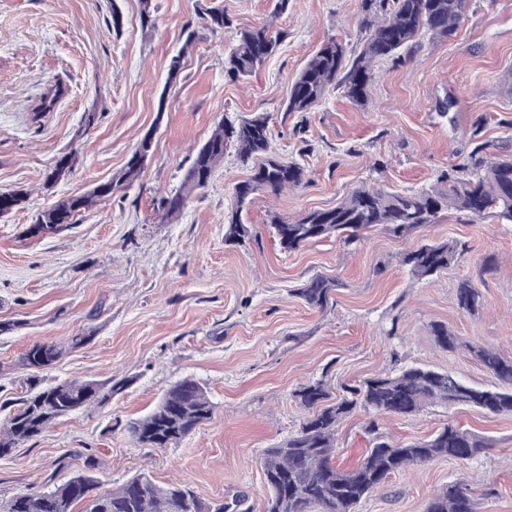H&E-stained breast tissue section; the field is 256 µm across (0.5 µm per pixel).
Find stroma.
Wrapping results in <instances>:
<instances>
[{"mask_svg": "<svg viewBox=\"0 0 512 512\" xmlns=\"http://www.w3.org/2000/svg\"><path fill=\"white\" fill-rule=\"evenodd\" d=\"M153 2L155 24L146 28L140 0H0V191L27 194L0 215V320L20 324L0 336V403L21 393L26 347L66 346L81 332L91 341L67 349L51 379L127 382L102 406L71 414L0 457V499L39 492L90 458L104 491L146 474L161 485L186 482L203 500L237 512H265L262 452L301 427L306 412L295 393L304 384L322 378L336 391L417 364L500 386L471 348L512 357V224L451 210L407 238L376 227L351 245L331 239L285 252L269 219L334 207L362 186L430 187L468 151L475 122H483L487 140L503 137L504 121L512 120V0H473L454 37L378 64L364 105L329 89L307 112L301 142L292 132L297 115L285 111L290 86L327 39L360 51L368 34L362 0H289L283 13L275 0ZM216 6L234 28L265 25L280 35L277 52L256 73L226 75L230 35L205 26ZM191 30L199 38L189 45ZM176 54L182 71L171 81ZM58 85L64 94L34 117ZM445 100L452 106L444 113ZM88 112L96 115L90 126ZM254 115L269 118L273 155L293 159L305 150L303 184L254 196L242 212L249 239L225 243L232 189L252 170L231 149L182 213L165 215L160 197L180 190L218 122ZM151 127L152 148L131 186L56 233L28 235L58 198L108 182ZM71 151L78 155L72 172L46 188L57 157ZM424 237L458 251L448 271L416 280L400 255ZM489 257L496 266L481 273ZM316 276L339 282L323 310L296 294ZM464 277L482 296L472 313L457 304ZM436 322L457 336V351L435 344ZM185 377L206 387L212 418L175 447L137 446L127 424ZM368 420L358 409L338 425L341 466L364 454ZM449 422L489 437L493 448L470 461L438 459L392 475L356 512H425L435 490L456 482L469 485L477 512H512V415L428 406L409 418L384 416L380 430L410 441Z\"/></svg>", "mask_w": 512, "mask_h": 512, "instance_id": "35a3bbf8", "label": "stroma"}]
</instances>
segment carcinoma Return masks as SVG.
Here are the masks:
<instances>
[{
    "label": "carcinoma",
    "instance_id": "cac0c4a2",
    "mask_svg": "<svg viewBox=\"0 0 512 512\" xmlns=\"http://www.w3.org/2000/svg\"><path fill=\"white\" fill-rule=\"evenodd\" d=\"M472 0H362L368 13L382 16L357 55H349L345 44L329 38L309 59L290 86L286 111L304 115L325 96L330 86L342 90L356 104L366 101L376 64L400 61L422 46L420 36H453L471 9ZM233 21L219 8L207 13V28L230 33L231 49L225 66L232 78L259 70L272 55L280 38L268 27L232 30ZM482 122L472 130L471 151L461 162L441 171L437 185L429 190L390 191L372 186L353 191L333 208L313 210L297 220L274 216L270 220L281 249L300 247L335 237L346 244L358 240L363 231L382 226L395 238H406L440 221L450 209L475 219L494 217L501 224H512V134L497 144L484 139ZM271 129L267 118L254 116L238 122H219L211 136L197 150L187 168L183 187H205L224 153L233 148L239 157L254 162L250 177L235 185L233 207L224 217L225 242L239 243L249 235L241 223L245 205L262 192L279 194L302 184L305 170L295 160L271 155ZM152 137H144L125 167L110 181L93 190L62 197L42 210L29 232L50 234L72 222L96 200L131 185L143 169V158ZM68 166L55 164L45 186L64 179L72 171L75 155L69 153ZM187 194L179 191L160 199L168 215L180 214ZM456 248L450 242L421 240L404 251L401 264L418 279L431 278L454 262ZM335 279L315 277L297 289V296L308 306L323 310ZM456 298L466 312L477 310L480 295L468 279L459 282ZM431 335L441 348L453 352L457 337L444 323L431 325ZM92 339L89 333L71 337L67 345L38 343L21 356L31 377L22 396L14 403H3L5 413L0 428V457L11 454L20 444L46 433L58 420L92 404H101L121 390L120 384L105 387L94 380H64L45 384L40 374L50 370L69 349ZM470 350L502 384L499 390L471 387L457 376L424 366H409L395 376L379 375L358 385H342L332 396L325 380L319 379L295 392L307 411L300 429L283 442L267 448L262 457L264 483L268 493L266 512H356L358 504L379 488L387 478L448 458L466 461L493 447L492 440L454 424H446L428 439L393 442L379 433L380 415L409 417L427 405L449 408L474 407L496 415H512V359L484 346ZM372 415L366 432L372 443L353 467L336 464V427L356 408ZM214 413L205 387L191 378L176 382L145 416L130 422L127 431L140 447L171 448L195 433ZM95 462L88 458L84 469L60 483H51L35 494L20 493L0 502V512H224V504L203 501L187 484H156L139 475L119 488L98 490L93 475ZM426 512H476L472 492L462 484L450 485L434 494Z\"/></svg>",
    "mask_w": 512,
    "mask_h": 512
}]
</instances>
